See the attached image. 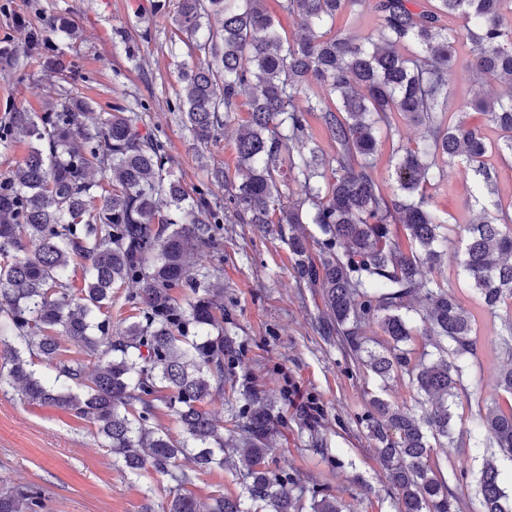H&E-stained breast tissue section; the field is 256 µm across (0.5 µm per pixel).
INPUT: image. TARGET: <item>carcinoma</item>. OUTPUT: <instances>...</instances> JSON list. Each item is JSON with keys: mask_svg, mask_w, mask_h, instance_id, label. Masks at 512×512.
Masks as SVG:
<instances>
[{"mask_svg": "<svg viewBox=\"0 0 512 512\" xmlns=\"http://www.w3.org/2000/svg\"><path fill=\"white\" fill-rule=\"evenodd\" d=\"M279 0L302 35L283 37L261 0H179L176 21L199 61L181 72L174 111L206 143L238 124L237 175L218 167L224 204L207 190L190 196L170 166L166 142L142 132V110L105 115L63 94L40 116L13 112L0 143L23 134L27 157L0 174V388L20 400L56 405L89 421L102 447L129 475L153 472L171 483L166 512H303L292 482L271 474L269 440L279 413L257 391L231 417V429L207 406L235 387L240 346L224 335L219 267H193L200 251L219 253L221 224H287L299 285L319 290L321 328L351 368L381 382H408L415 406L371 396L361 416L398 512H512L495 455L483 456L474 489L466 475L445 479L438 448H489L512 459V213L483 210L448 224L435 205L447 168L463 164L475 189L495 191L485 157L512 159V0ZM373 13V31L334 29L356 8ZM221 18L218 30L199 35ZM465 21V33L452 20ZM497 81L506 96L478 93L470 106L499 131L448 111L456 77ZM323 94H311L313 85ZM247 117L238 119L240 107ZM422 126L418 140L392 149L397 188L385 193L375 154L397 131L395 117ZM314 118L334 150L310 131ZM99 170L107 185L93 180ZM316 226L318 235L305 233ZM458 230L457 266L478 295L466 308L439 269ZM318 254L312 255L311 245ZM81 268V286L75 269ZM132 314L112 327L113 289ZM482 313L500 317L508 336L497 387L504 403L479 408L465 435L452 436L453 408L478 358ZM65 336L94 358L93 370L61 353ZM41 363L53 373L33 370ZM172 416L175 438L152 425ZM241 453L242 493L191 494L193 457L201 470L224 468V444ZM43 491L20 483L0 491V512H44ZM310 512H342L316 490Z\"/></svg>", "mask_w": 512, "mask_h": 512, "instance_id": "obj_1", "label": "carcinoma"}]
</instances>
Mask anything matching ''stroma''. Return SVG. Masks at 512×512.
<instances>
[{
  "mask_svg": "<svg viewBox=\"0 0 512 512\" xmlns=\"http://www.w3.org/2000/svg\"><path fill=\"white\" fill-rule=\"evenodd\" d=\"M155 11V0H0V120L15 111L40 112L46 101L70 92L93 111L145 103L144 123L166 141L172 166L187 191L224 188L211 179L214 167L237 165L235 126L201 144L185 131L171 105L181 91L180 73L194 57L176 33L178 0ZM68 25L66 35L49 29ZM126 31L136 53L127 56L112 31ZM38 45H30L31 37ZM458 224L478 213L470 188L456 169L435 197ZM224 266L216 287L224 291V332L242 354L234 367L240 385L250 384L283 402L285 424L275 435L271 468L296 480L299 489L324 488L341 499L344 512H395L382 465L359 418L369 397L384 393L408 399L402 381L381 385L349 375L342 351L321 336L317 291L299 287L287 236L251 224H228L222 233ZM500 362H484L466 380L469 399L451 422L465 430L477 406L502 399L496 387ZM21 482L45 493L48 512H162L169 482L147 473L130 479L101 448L87 420L53 407L23 403L13 389L0 391V488Z\"/></svg>",
  "mask_w": 512,
  "mask_h": 512,
  "instance_id": "stroma-1",
  "label": "stroma"
}]
</instances>
